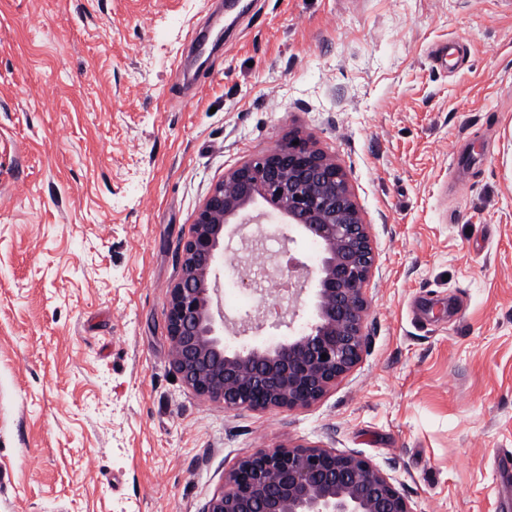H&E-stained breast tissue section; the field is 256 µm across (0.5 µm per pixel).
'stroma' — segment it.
Returning <instances> with one entry per match:
<instances>
[{"instance_id":"1","label":"stroma","mask_w":512,"mask_h":512,"mask_svg":"<svg viewBox=\"0 0 512 512\" xmlns=\"http://www.w3.org/2000/svg\"><path fill=\"white\" fill-rule=\"evenodd\" d=\"M0 0V512H200L239 460L371 459L415 512H512V0ZM297 134L371 226L359 364L306 408L173 380L168 290L225 172ZM220 276L225 314L255 263Z\"/></svg>"}]
</instances>
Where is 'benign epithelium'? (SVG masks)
<instances>
[{
  "label": "benign epithelium",
  "mask_w": 512,
  "mask_h": 512,
  "mask_svg": "<svg viewBox=\"0 0 512 512\" xmlns=\"http://www.w3.org/2000/svg\"><path fill=\"white\" fill-rule=\"evenodd\" d=\"M261 203L265 218L288 226L278 236L322 247L317 264L288 258V296L257 290L253 329H293L299 315L298 272L316 282L315 322L264 347L224 344V312L213 308L224 251L234 227L249 224ZM377 266L370 225L336 159L293 136L229 170L198 208L169 290L167 333L172 365L197 394L227 409L254 411L308 407L360 361L369 310L367 285ZM291 304L284 320L283 301ZM326 358H321L322 354ZM200 512H414L379 465L357 454L318 445L277 447L243 458L224 474L220 490Z\"/></svg>",
  "instance_id": "obj_1"
}]
</instances>
